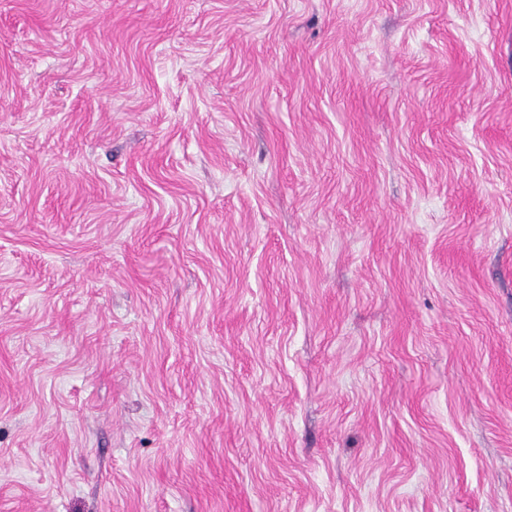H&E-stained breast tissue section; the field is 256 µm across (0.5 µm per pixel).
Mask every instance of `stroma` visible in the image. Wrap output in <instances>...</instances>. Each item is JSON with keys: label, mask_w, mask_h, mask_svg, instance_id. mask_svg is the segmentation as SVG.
<instances>
[{"label": "stroma", "mask_w": 512, "mask_h": 512, "mask_svg": "<svg viewBox=\"0 0 512 512\" xmlns=\"http://www.w3.org/2000/svg\"><path fill=\"white\" fill-rule=\"evenodd\" d=\"M0 512H512V0H0Z\"/></svg>", "instance_id": "1"}]
</instances>
